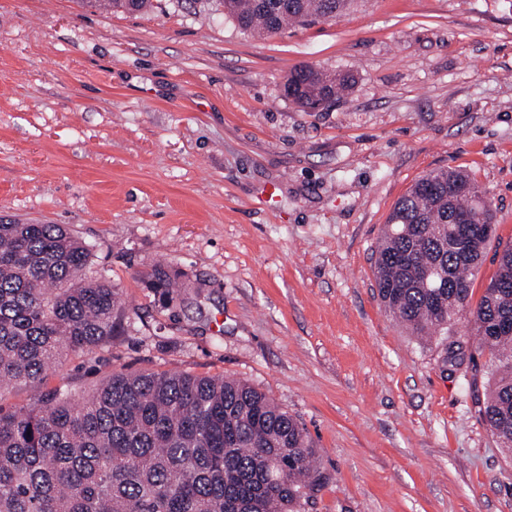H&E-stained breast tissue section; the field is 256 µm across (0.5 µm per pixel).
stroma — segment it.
Returning a JSON list of instances; mask_svg holds the SVG:
<instances>
[{
  "label": "stroma",
  "instance_id": "obj_1",
  "mask_svg": "<svg viewBox=\"0 0 512 512\" xmlns=\"http://www.w3.org/2000/svg\"><path fill=\"white\" fill-rule=\"evenodd\" d=\"M140 14L0 0V220L60 224L119 288L120 334L50 370L249 383L305 428L327 480L305 512H512V458L479 415L486 359L443 363L379 301L373 250L420 176L461 168L512 243V0H354L253 36L222 0ZM354 75L318 112L283 91ZM164 264L177 284L153 288ZM352 80L349 74L328 73L303 66L289 73L284 92L302 111L311 112L315 103L323 102V109L342 98L351 88Z\"/></svg>",
  "mask_w": 512,
  "mask_h": 512
}]
</instances>
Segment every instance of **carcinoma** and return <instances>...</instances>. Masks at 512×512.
<instances>
[{
  "label": "carcinoma",
  "mask_w": 512,
  "mask_h": 512,
  "mask_svg": "<svg viewBox=\"0 0 512 512\" xmlns=\"http://www.w3.org/2000/svg\"><path fill=\"white\" fill-rule=\"evenodd\" d=\"M352 0H224L245 33L335 19ZM352 76L292 70L284 92L308 112ZM464 169L419 177L390 213L375 253L385 309L413 336L466 324L489 356L479 415L512 452V244L476 307L470 281L492 224ZM92 251L60 224L0 222V391L35 387L69 356L109 342L121 293L87 276ZM305 429L266 393L235 379L115 373L86 395L39 394L0 408V512H304L324 475Z\"/></svg>",
  "instance_id": "1"
}]
</instances>
